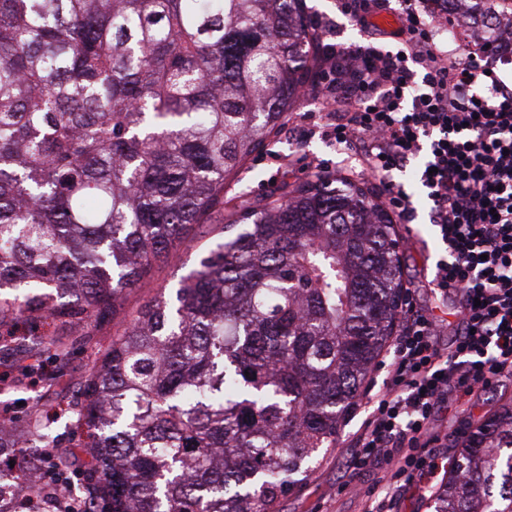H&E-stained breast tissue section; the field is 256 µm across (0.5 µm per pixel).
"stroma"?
Returning a JSON list of instances; mask_svg holds the SVG:
<instances>
[{"label":"stroma","instance_id":"obj_1","mask_svg":"<svg viewBox=\"0 0 512 512\" xmlns=\"http://www.w3.org/2000/svg\"><path fill=\"white\" fill-rule=\"evenodd\" d=\"M322 104L318 99L306 97L288 115V123L277 142L248 162L237 180L231 182L228 194L238 200H254L276 192L282 180H299L315 174L318 164H325L331 177L349 174L350 161L337 155L336 149L322 135H309L308 130L318 121ZM424 156H417L403 170L393 171L392 177L404 185L413 206L411 234L402 236L400 251L403 255V284L413 294L417 308L439 316L441 334L438 338L442 352H450L454 326L459 317L455 298H443L431 285L433 275L430 256L435 255L440 244L430 222L431 203L419 182V170ZM191 240L181 247L176 258L157 264L152 272L150 285L128 294L124 312L131 313L159 294L171 293L181 277L196 268L201 252L208 247L212 236L202 235L193 229ZM112 340L111 327L90 328L88 336L74 343L73 353L63 376L54 387L55 393L75 395L96 358ZM41 403L44 415L56 433H63L69 422L53 396H45L42 384L29 386L24 391L0 393V415L23 422L24 409ZM512 404V373L502 375L486 390L454 402L452 409L438 412L432 426L440 437L432 449L439 457H447L451 445L460 442V432L465 424H479L499 406ZM366 403H358L347 424L342 425L336 446L328 452L310 479L294 495L282 499L277 512H363L367 503L365 492L370 485L368 478L351 477L346 462L355 446V432L366 415Z\"/></svg>","mask_w":512,"mask_h":512}]
</instances>
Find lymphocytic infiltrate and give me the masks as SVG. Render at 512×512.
Returning a JSON list of instances; mask_svg holds the SVG:
<instances>
[{
  "label": "lymphocytic infiltrate",
  "instance_id": "lymphocytic-infiltrate-1",
  "mask_svg": "<svg viewBox=\"0 0 512 512\" xmlns=\"http://www.w3.org/2000/svg\"><path fill=\"white\" fill-rule=\"evenodd\" d=\"M430 0H341L361 29L393 11L397 29L355 44L324 43L333 67L320 78L324 138L356 154L379 176L401 220L412 210L391 174L426 151L420 183L444 246L431 284L455 294L460 319L449 353L439 324L405 303L393 353L382 367L385 391L373 395L347 461L383 494L370 512H386L401 479L439 467L427 432L449 394L471 395L512 372V87L482 59L460 63L440 44ZM28 500L42 512H74L68 484L40 467Z\"/></svg>",
  "mask_w": 512,
  "mask_h": 512
}]
</instances>
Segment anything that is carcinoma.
Returning <instances> with one entry per match:
<instances>
[{"mask_svg": "<svg viewBox=\"0 0 512 512\" xmlns=\"http://www.w3.org/2000/svg\"><path fill=\"white\" fill-rule=\"evenodd\" d=\"M512 0H462L482 21ZM305 0H0V364L63 367L20 327H102L279 136L325 69ZM174 299L124 320L67 401L51 463L89 512H275L336 435L398 322L373 193L319 174L233 206ZM0 456L60 437L28 412ZM429 512H512V406L451 449ZM19 485L0 479V512Z\"/></svg>", "mask_w": 512, "mask_h": 512, "instance_id": "carcinoma-1", "label": "carcinoma"}]
</instances>
